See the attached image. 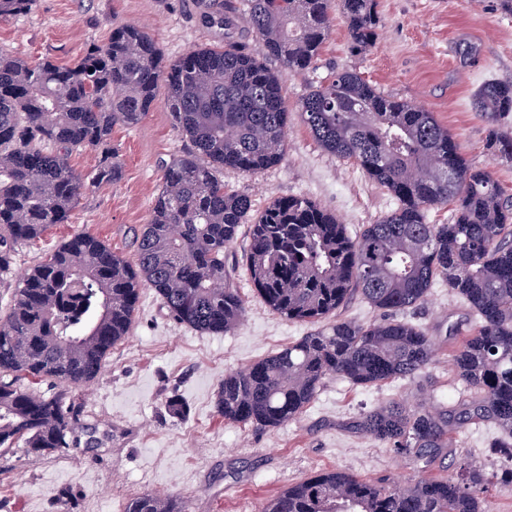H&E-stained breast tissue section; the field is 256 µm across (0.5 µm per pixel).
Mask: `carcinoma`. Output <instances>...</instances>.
<instances>
[{
  "instance_id": "cac0c4a2",
  "label": "carcinoma",
  "mask_w": 512,
  "mask_h": 512,
  "mask_svg": "<svg viewBox=\"0 0 512 512\" xmlns=\"http://www.w3.org/2000/svg\"><path fill=\"white\" fill-rule=\"evenodd\" d=\"M34 0H0V17ZM344 17L350 51L378 39L377 0H246L244 23L266 55L292 73L317 60L332 23ZM173 125L189 148L166 165L164 184L137 235L131 263L91 235L61 243L31 267L0 321V449L22 443L41 455L97 440L65 393L21 384H91L129 335L143 288L170 316L205 334L235 330L246 306L225 252L251 210L228 189L224 168L253 176L287 149L288 103L280 75L233 42L166 63L139 26L112 30L70 65L31 63L0 50V276L17 247L68 223L85 181L69 164L82 149L107 145L115 126L134 127L159 84ZM473 108L488 124L486 146L512 162V81L489 80ZM300 112L327 152L356 162L397 207L352 236L335 215L298 196L274 199L248 225L247 269L276 313L315 325L308 335L224 375L218 414L229 423L277 429L298 418L325 380L368 387L427 373L437 339L397 313L424 305L442 279L478 317L453 351L464 390L429 407L391 400L361 413L351 428L412 462L420 474L375 483L344 471L319 472L266 500L262 512H489L484 474L423 476L446 456L449 430L491 423L512 459V201L490 171L460 152L448 128L424 107L380 92L355 70L312 87ZM121 164L105 157L90 183L115 182ZM452 205L448 223L426 212ZM383 318L359 323L333 315L352 293ZM126 512H186L177 500L142 493Z\"/></svg>"
}]
</instances>
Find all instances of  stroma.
Wrapping results in <instances>:
<instances>
[{"mask_svg":"<svg viewBox=\"0 0 512 512\" xmlns=\"http://www.w3.org/2000/svg\"><path fill=\"white\" fill-rule=\"evenodd\" d=\"M244 10L245 0H34L29 12L0 18V48L31 62L50 58L69 65L92 45L105 43L113 29L135 24L168 62L228 38L264 57L262 40L240 20ZM378 11L379 37L370 51H350L346 25L336 11L315 68L283 74L284 159L255 178L224 172L226 187L249 195L252 214L277 197L301 196L355 234L395 208L394 197L357 164L324 151L298 112L312 86L346 69L360 72L384 94L434 112L461 153L491 170L512 200V162L486 150L487 125L472 107L485 81H512V14L502 11L499 0H378ZM223 16L235 19L232 29L220 24ZM165 97V88H158L142 123L113 128L110 146L122 166L120 179L85 190L68 223L19 247L0 281V319L21 276L74 235L97 237L134 259L136 236L162 187L164 165L188 147L173 127ZM247 249L243 235L226 252L247 302L242 324L231 333L202 334L180 324L152 289L141 290L129 336L91 385L72 392L100 445L48 456L17 447L0 456V512H124L132 497L145 492L169 495L187 512H261L267 498L322 471L341 469L364 480L412 476L404 459L352 433L348 424L392 399L415 403L429 396L447 403L457 398L463 387L455 378L450 344L441 346L426 380L356 388L329 378L297 419L274 430L230 424L217 414L216 393L225 373L312 329L281 317L257 296L246 271ZM401 317L433 336H447L453 327L464 336L474 327L468 307L441 281L426 304ZM172 395L182 401V414L169 412L166 401ZM500 436L492 424L452 430L447 457L431 465L429 474H453L461 461L473 462L489 481L491 512H512V486L501 480L512 463L489 452Z\"/></svg>","mask_w":512,"mask_h":512,"instance_id":"stroma-1","label":"stroma"}]
</instances>
